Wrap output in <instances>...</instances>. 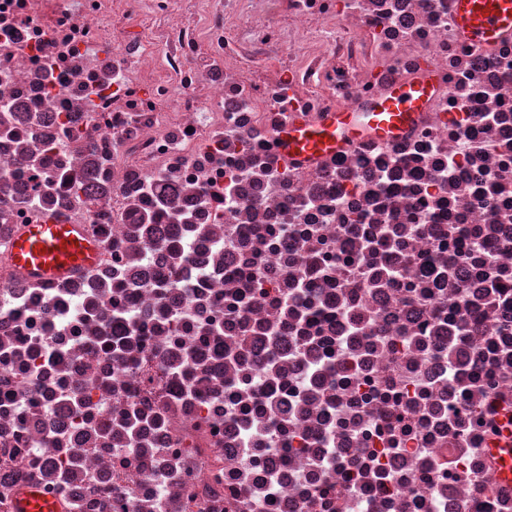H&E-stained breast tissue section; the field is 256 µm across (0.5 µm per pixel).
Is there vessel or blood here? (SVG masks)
<instances>
[{
    "instance_id": "vessel-or-blood-1",
    "label": "vessel or blood",
    "mask_w": 512,
    "mask_h": 512,
    "mask_svg": "<svg viewBox=\"0 0 512 512\" xmlns=\"http://www.w3.org/2000/svg\"><path fill=\"white\" fill-rule=\"evenodd\" d=\"M458 30L471 45L490 47L512 37V0H454ZM434 72L399 83L363 106H342L315 121L298 119L281 129L278 143L290 160L311 165L372 137L390 142L405 134L432 102ZM100 245L80 224H25L12 239L13 266L34 281H53L95 266ZM491 451L502 458L501 482L512 484V434L495 438Z\"/></svg>"
}]
</instances>
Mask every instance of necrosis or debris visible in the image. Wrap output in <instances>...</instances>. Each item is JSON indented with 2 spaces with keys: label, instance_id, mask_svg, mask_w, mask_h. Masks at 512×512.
Here are the masks:
<instances>
[{
  "label": "necrosis or debris",
  "instance_id": "4bbe7bcc",
  "mask_svg": "<svg viewBox=\"0 0 512 512\" xmlns=\"http://www.w3.org/2000/svg\"><path fill=\"white\" fill-rule=\"evenodd\" d=\"M402 139L278 130L425 66ZM97 265L34 282L23 224ZM512 39L452 0H0V512H512ZM454 13L457 29L475 47L512 37V0H454ZM100 251L82 224H23L9 246L13 266L40 282L92 268ZM490 447L493 454L503 459V468L499 480L502 483L512 484V434L504 432L502 437L494 438Z\"/></svg>",
  "mask_w": 512,
  "mask_h": 512
}]
</instances>
